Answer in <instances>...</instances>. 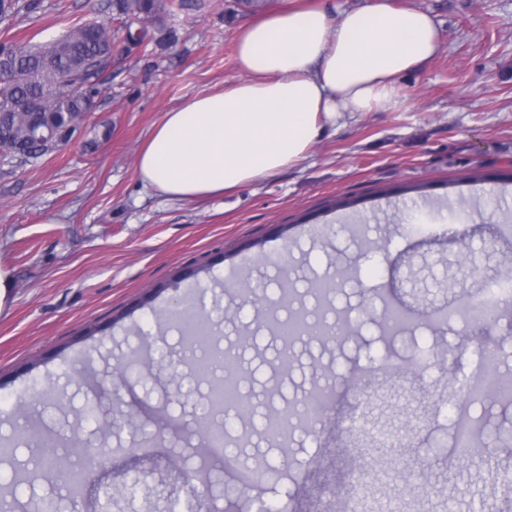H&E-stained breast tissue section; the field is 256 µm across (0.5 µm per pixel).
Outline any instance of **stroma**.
<instances>
[{
	"label": "stroma",
	"instance_id": "1",
	"mask_svg": "<svg viewBox=\"0 0 512 512\" xmlns=\"http://www.w3.org/2000/svg\"><path fill=\"white\" fill-rule=\"evenodd\" d=\"M28 2L16 0L14 14L0 17V43H43L112 17L110 0H39L33 11ZM393 2L430 12L441 33L435 57L403 81L404 104L327 128L300 166L233 194L172 202L136 173L139 149L165 112L238 79L235 36L252 14L233 0H185L146 47L115 35L111 89L70 142L31 163L0 162V266L13 276V302L0 314V437L27 427L63 439L77 431L90 447L112 451L108 470L83 476L74 499L60 476L16 479V464L40 454L20 446L17 463L0 464V512H33L48 499L61 512H101L108 486L112 512H169L172 488L191 497L183 475L201 465L195 422L209 382L195 372L179 330L189 297L209 315L220 349L235 356L230 376L255 406L247 446L246 429L224 416L226 452L268 474L245 488L213 460L202 512H253L260 501L280 512H326L345 480L353 371L385 347L409 356L434 341L420 328L384 342L375 284L390 283L400 255L423 254L432 266L428 302L436 305L460 252L469 251L477 278L489 283L500 274L495 256L512 246V0ZM170 30L178 42L168 48ZM461 227L469 230L463 239ZM342 271L350 278L337 293L310 292L311 279ZM284 283L295 291V312H339L353 322L343 341L296 340L297 361L285 377L280 340L258 329L243 300L248 286L276 300ZM464 330L471 340L462 345ZM441 341L458 380L472 376L485 352L512 374V314L453 322ZM324 365L336 374L334 408L317 431L294 430L283 450L265 436V417L293 412ZM440 375L424 362L438 411L412 447L399 456L368 449L376 483L391 486L388 501L402 512H478L483 499L512 512L486 465L449 470L448 435L467 397L437 387ZM470 414L484 426L482 443L512 466V447L503 445L512 406L490 403ZM171 418L180 430H166ZM137 472L147 494L132 498L122 489Z\"/></svg>",
	"mask_w": 512,
	"mask_h": 512
}]
</instances>
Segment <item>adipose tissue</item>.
Listing matches in <instances>:
<instances>
[{
    "instance_id": "1",
    "label": "adipose tissue",
    "mask_w": 512,
    "mask_h": 512,
    "mask_svg": "<svg viewBox=\"0 0 512 512\" xmlns=\"http://www.w3.org/2000/svg\"><path fill=\"white\" fill-rule=\"evenodd\" d=\"M439 45L432 14L392 0H280L237 31L240 79L165 112L137 176L167 200L201 203L297 167L327 127L401 106V81Z\"/></svg>"
}]
</instances>
